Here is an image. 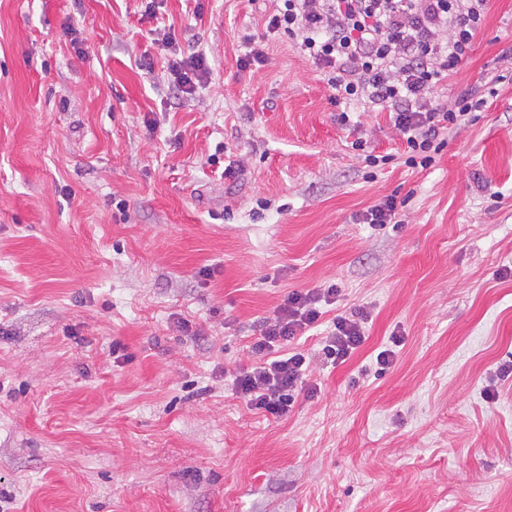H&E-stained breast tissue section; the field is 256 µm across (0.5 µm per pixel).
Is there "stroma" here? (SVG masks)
Segmentation results:
<instances>
[{
	"label": "stroma",
	"mask_w": 512,
	"mask_h": 512,
	"mask_svg": "<svg viewBox=\"0 0 512 512\" xmlns=\"http://www.w3.org/2000/svg\"><path fill=\"white\" fill-rule=\"evenodd\" d=\"M269 3L0 0V512H512V379L482 394L512 358V0L442 84L486 108L423 171L265 40ZM331 283L364 345L334 366L312 330L287 416L249 410L262 320ZM168 70L173 82L188 94L196 92L209 74L206 58L195 53L170 60ZM397 203L395 198L390 197L384 203L374 205L361 213L359 223L371 224L373 227H384L392 224L396 217Z\"/></svg>",
	"instance_id": "1"
}]
</instances>
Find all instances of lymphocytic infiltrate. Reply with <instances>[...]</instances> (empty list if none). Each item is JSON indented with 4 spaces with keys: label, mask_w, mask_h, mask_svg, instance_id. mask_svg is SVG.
<instances>
[{
    "label": "lymphocytic infiltrate",
    "mask_w": 512,
    "mask_h": 512,
    "mask_svg": "<svg viewBox=\"0 0 512 512\" xmlns=\"http://www.w3.org/2000/svg\"><path fill=\"white\" fill-rule=\"evenodd\" d=\"M490 0H275L265 18L267 35H288L334 92L337 103L358 102L389 112L402 135L405 163L431 167L443 134L480 111L485 101L465 92L453 105L439 100V85L467 57ZM336 286L285 296L252 344L259 360L239 371L233 389L249 409L288 413L308 367L301 351L286 346L323 317ZM355 311L333 319L322 351L332 364L347 362L364 344Z\"/></svg>",
    "instance_id": "f902f5d3"
}]
</instances>
